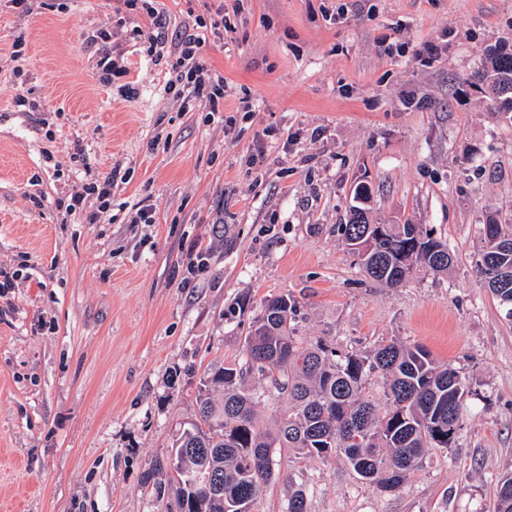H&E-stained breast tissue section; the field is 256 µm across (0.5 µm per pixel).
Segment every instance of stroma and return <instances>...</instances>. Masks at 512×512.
I'll list each match as a JSON object with an SVG mask.
<instances>
[{"mask_svg":"<svg viewBox=\"0 0 512 512\" xmlns=\"http://www.w3.org/2000/svg\"><path fill=\"white\" fill-rule=\"evenodd\" d=\"M158 3L175 26L223 11L203 58L232 129L165 94L124 0H0V267L17 275L0 296V512H160L142 474L193 417L204 371L281 293L300 336L416 342L470 384L452 447L402 491L333 458L293 471L309 512H493L512 469V321L475 262L488 215L512 223V116L473 76L512 49V0ZM106 24L129 71L108 85L92 44ZM20 95L43 110L17 111ZM114 170L102 223H76L63 200ZM360 181L378 223L447 240L448 274L365 275L337 233ZM140 201L153 223H132ZM193 243L209 268L186 288Z\"/></svg>","mask_w":512,"mask_h":512,"instance_id":"35a3bbf8","label":"stroma"}]
</instances>
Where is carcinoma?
Returning <instances> with one entry per match:
<instances>
[{"instance_id": "1", "label": "carcinoma", "mask_w": 512, "mask_h": 512, "mask_svg": "<svg viewBox=\"0 0 512 512\" xmlns=\"http://www.w3.org/2000/svg\"><path fill=\"white\" fill-rule=\"evenodd\" d=\"M489 100L512 112V53L490 49L481 68ZM480 229L475 271L512 320V224ZM349 251L374 282L396 288L424 269L448 272V242L424 224H370L351 214L339 225ZM299 305L286 295L261 302L241 353L205 373L196 396L195 433L176 434L172 451L185 466L199 464L197 449H211L208 463L222 493L196 494L156 461L143 476L166 512L180 500L200 497L203 512H258L278 481L277 456L297 467L312 459L340 460L360 481L384 493L399 491L422 467L432 448H450L464 419L467 378L441 365L423 345L390 339L364 351H342L324 337L296 334ZM265 383L257 392L250 378ZM284 397L272 422L260 421L261 397ZM306 485L288 479L286 512H309ZM494 512H512V471L496 482Z\"/></svg>"}]
</instances>
